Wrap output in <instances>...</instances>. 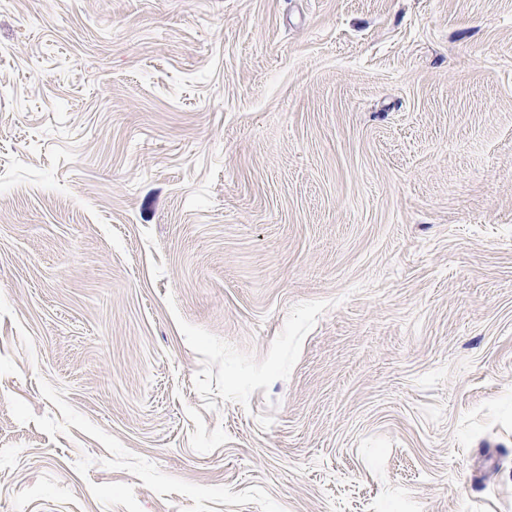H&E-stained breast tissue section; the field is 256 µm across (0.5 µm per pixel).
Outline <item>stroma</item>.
Wrapping results in <instances>:
<instances>
[{"mask_svg":"<svg viewBox=\"0 0 512 512\" xmlns=\"http://www.w3.org/2000/svg\"><path fill=\"white\" fill-rule=\"evenodd\" d=\"M512 512V0H0V512Z\"/></svg>","mask_w":512,"mask_h":512,"instance_id":"1","label":"stroma"}]
</instances>
